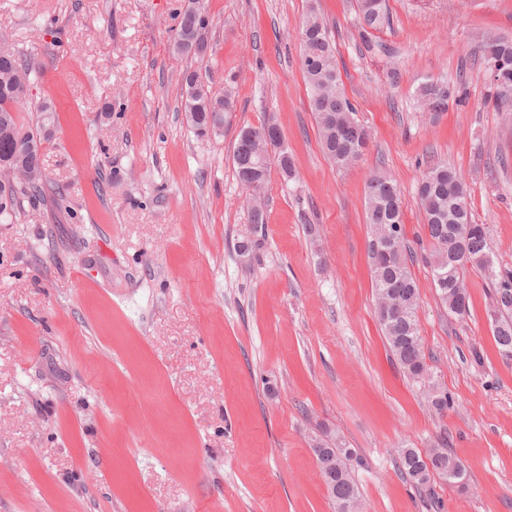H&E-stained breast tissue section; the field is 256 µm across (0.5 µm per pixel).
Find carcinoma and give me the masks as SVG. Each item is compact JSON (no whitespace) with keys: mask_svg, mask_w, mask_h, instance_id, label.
Segmentation results:
<instances>
[{"mask_svg":"<svg viewBox=\"0 0 512 512\" xmlns=\"http://www.w3.org/2000/svg\"><path fill=\"white\" fill-rule=\"evenodd\" d=\"M198 7L179 14L173 35V51L181 59H203L208 42L204 39L201 13L205 0ZM361 25V36L370 30L390 26L387 0H355ZM328 26L315 4H310L300 26V68L309 93L317 133L324 154L339 169L356 164L368 147L369 130L354 117L355 109L347 98L341 79L331 83L325 72L337 68L332 37L324 35ZM485 65L499 62L490 73L497 110L512 112V40L499 38L483 48ZM40 70L32 54L15 47L9 35L0 32V171H12L13 184L0 186V223L13 224L25 210L46 198L51 181L48 179L43 154L51 141L56 124V112L48 101L32 102L31 76ZM454 87L448 83L427 82L420 89L425 108L443 112ZM180 104L187 124L200 138L207 132L213 138L224 136V119L233 107L231 95L214 97L197 71L185 69L180 88ZM278 128L270 117L258 127L240 129L233 146L232 160L238 182L250 184L251 237L240 242L244 255L253 253L265 240L267 224L263 190L272 165H277L283 179L294 177L288 152L283 151L274 163L257 164V152L267 147L263 131ZM467 199V186L455 168L442 159L431 161L416 187V200L425 220L429 247L423 259L429 265L436 293L448 314L460 316L467 311L466 274L478 271L490 282L489 316L499 355L512 361V272L500 274L486 269L480 258L490 253L486 227L472 223L469 207L457 209L452 194ZM405 199L394 177L385 169L372 172L366 183V223L371 233L368 252L375 297V311L389 349L404 372L416 383L427 386L426 397L439 413L448 409V396L436 391V380L429 372L419 336L417 309L418 288L414 281L404 231L390 239L393 226H403ZM313 447L322 449L324 465L321 475L327 487L333 512H339L338 500H350L349 512H361L360 493L354 479L355 454L324 435ZM400 469L412 482L426 485L434 476L450 486L465 484V464L448 451L440 441L426 452L404 448L400 453Z\"/></svg>","mask_w":512,"mask_h":512,"instance_id":"carcinoma-1","label":"carcinoma"}]
</instances>
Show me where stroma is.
I'll return each mask as SVG.
<instances>
[{
  "label": "stroma",
  "instance_id": "35a3bbf8",
  "mask_svg": "<svg viewBox=\"0 0 512 512\" xmlns=\"http://www.w3.org/2000/svg\"><path fill=\"white\" fill-rule=\"evenodd\" d=\"M312 1L372 134L348 169L321 151L299 68ZM181 8L0 0V31L40 62L32 98L57 112L44 167L68 198L0 224V512H331L311 451L325 432L357 454L363 512H512V361L495 347L488 280L467 273L455 317L429 266L411 265L426 361L450 400L437 415L377 321L365 222L382 165L425 249L415 186L446 159L494 269L512 272V122L474 58L512 38V0H389V28L366 42L355 0H206L210 51L190 65L172 52ZM188 66L232 97L223 139L185 120ZM428 80L461 102L424 111ZM270 116L295 176L271 171L267 238L244 257L233 142ZM440 438L466 488L400 472V449Z\"/></svg>",
  "mask_w": 512,
  "mask_h": 512
}]
</instances>
